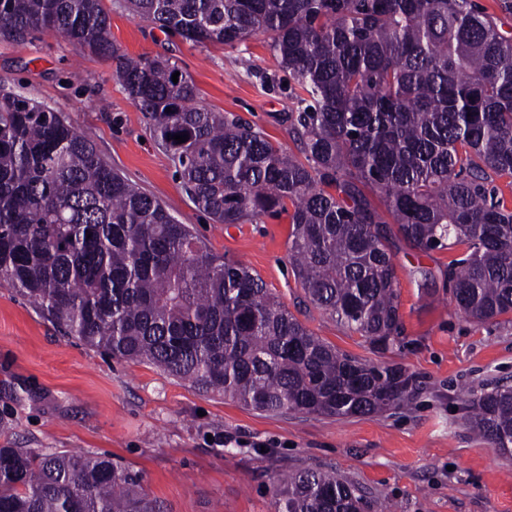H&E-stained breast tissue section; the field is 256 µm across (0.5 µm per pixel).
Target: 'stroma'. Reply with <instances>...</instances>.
Returning a JSON list of instances; mask_svg holds the SVG:
<instances>
[{
  "instance_id": "1",
  "label": "stroma",
  "mask_w": 512,
  "mask_h": 512,
  "mask_svg": "<svg viewBox=\"0 0 512 512\" xmlns=\"http://www.w3.org/2000/svg\"><path fill=\"white\" fill-rule=\"evenodd\" d=\"M105 5L120 52L175 62L200 105L234 113L300 155L288 114L302 90L267 36L195 46L132 17L125 0ZM114 66L53 31L20 43L0 37V94L62 112L112 168L214 254L257 273L316 336L361 361L403 365L416 389L378 414H268L62 336L0 285V447L111 455L143 475L164 512H277L274 482L304 469L347 479L362 512H512V460L476 436L461 398L512 385V318L479 325L456 310L444 272L458 250L396 242L403 331L390 351H373L307 298L288 258L287 218L217 224L193 204Z\"/></svg>"
}]
</instances>
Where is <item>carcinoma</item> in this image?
Listing matches in <instances>:
<instances>
[{
  "instance_id": "carcinoma-1",
  "label": "carcinoma",
  "mask_w": 512,
  "mask_h": 512,
  "mask_svg": "<svg viewBox=\"0 0 512 512\" xmlns=\"http://www.w3.org/2000/svg\"><path fill=\"white\" fill-rule=\"evenodd\" d=\"M194 45L270 39L306 96L288 114L305 161L197 105L167 59L112 43L104 0H0V36L51 29L116 60L113 78L217 224L288 217L308 298L379 351L402 328L389 223L423 252L463 246L445 277L475 323L512 313V36L475 0H126ZM171 112H165L166 108ZM176 134L189 136L178 143ZM384 195L386 214L365 189ZM0 284L62 335L264 412L377 414L411 392L309 331L245 264L219 257L112 169L67 117L0 96ZM473 428L512 458V386L464 392ZM278 512H361L330 473L290 472ZM0 512H162L106 455L0 448Z\"/></svg>"
}]
</instances>
